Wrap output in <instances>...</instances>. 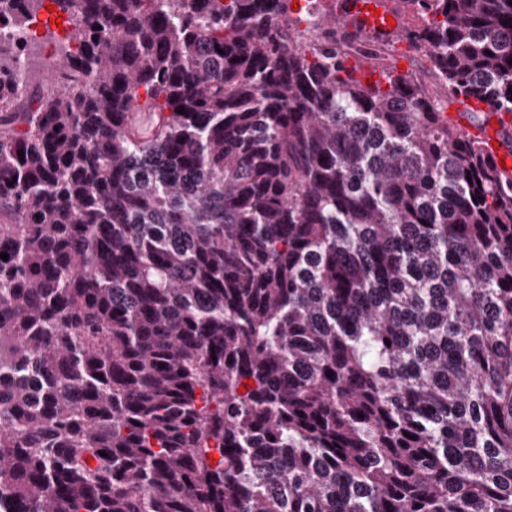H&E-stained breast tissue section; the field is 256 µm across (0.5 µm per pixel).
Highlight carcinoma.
<instances>
[{"mask_svg": "<svg viewBox=\"0 0 512 512\" xmlns=\"http://www.w3.org/2000/svg\"><path fill=\"white\" fill-rule=\"evenodd\" d=\"M48 1L50 90L0 73V512H512V174L445 115L512 114V0H392L442 98L347 11L0 18Z\"/></svg>", "mask_w": 512, "mask_h": 512, "instance_id": "obj_1", "label": "carcinoma"}]
</instances>
